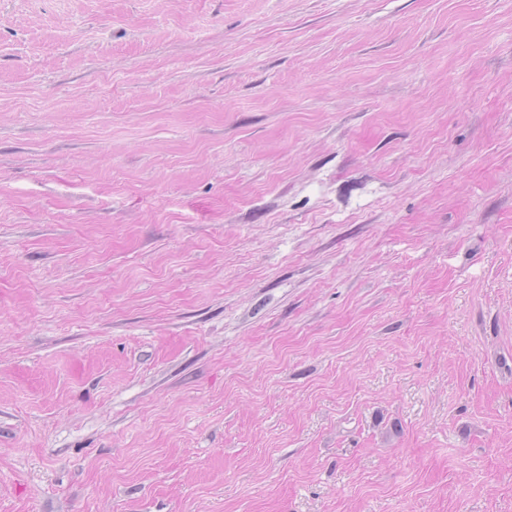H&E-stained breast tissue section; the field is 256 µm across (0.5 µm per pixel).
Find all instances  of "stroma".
Returning <instances> with one entry per match:
<instances>
[{
    "instance_id": "1",
    "label": "stroma",
    "mask_w": 512,
    "mask_h": 512,
    "mask_svg": "<svg viewBox=\"0 0 512 512\" xmlns=\"http://www.w3.org/2000/svg\"><path fill=\"white\" fill-rule=\"evenodd\" d=\"M0 512H512V0H0Z\"/></svg>"
}]
</instances>
